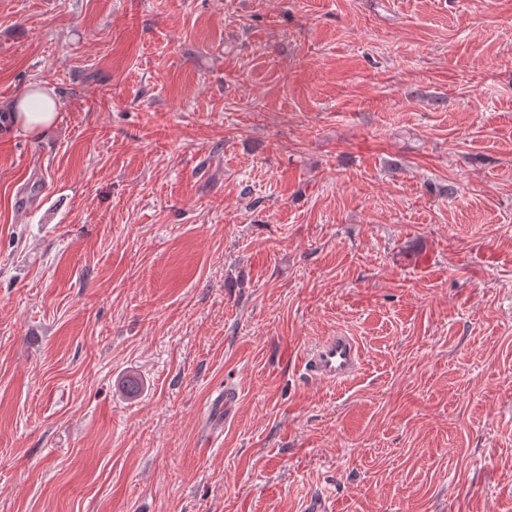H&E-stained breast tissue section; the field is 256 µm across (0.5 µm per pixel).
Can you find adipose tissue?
<instances>
[{
	"mask_svg": "<svg viewBox=\"0 0 512 512\" xmlns=\"http://www.w3.org/2000/svg\"><path fill=\"white\" fill-rule=\"evenodd\" d=\"M60 108V102L51 89L40 84L30 85L0 114V129L14 135L40 137L54 126Z\"/></svg>",
	"mask_w": 512,
	"mask_h": 512,
	"instance_id": "obj_1",
	"label": "adipose tissue"
}]
</instances>
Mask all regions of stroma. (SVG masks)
<instances>
[{"mask_svg": "<svg viewBox=\"0 0 512 512\" xmlns=\"http://www.w3.org/2000/svg\"><path fill=\"white\" fill-rule=\"evenodd\" d=\"M32 83L0 512H512V0H0ZM36 103L35 108L33 104ZM60 102L52 89L32 84L2 113L0 129L14 135L39 138L55 125L60 112ZM362 358L360 345L353 336L336 333L315 342L303 354V363L308 376L343 383L358 372Z\"/></svg>", "mask_w": 512, "mask_h": 512, "instance_id": "stroma-1", "label": "stroma"}]
</instances>
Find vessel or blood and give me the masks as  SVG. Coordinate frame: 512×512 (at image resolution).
<instances>
[{
    "mask_svg": "<svg viewBox=\"0 0 512 512\" xmlns=\"http://www.w3.org/2000/svg\"><path fill=\"white\" fill-rule=\"evenodd\" d=\"M308 376L342 383L353 377L362 364V352L354 337L339 333L315 342L303 355Z\"/></svg>",
    "mask_w": 512,
    "mask_h": 512,
    "instance_id": "b4317fda",
    "label": "vessel or blood"
}]
</instances>
